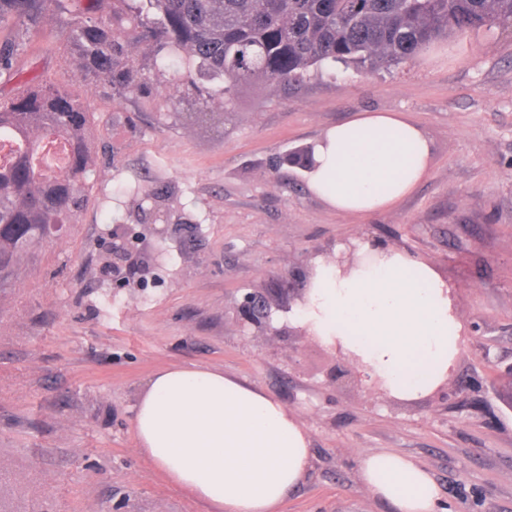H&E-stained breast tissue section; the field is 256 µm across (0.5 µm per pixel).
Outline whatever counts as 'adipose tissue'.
<instances>
[{
  "mask_svg": "<svg viewBox=\"0 0 512 512\" xmlns=\"http://www.w3.org/2000/svg\"><path fill=\"white\" fill-rule=\"evenodd\" d=\"M430 155L429 140L404 113L365 112L322 133L307 185L337 214L365 217L411 195L428 174ZM294 318L402 400L448 380L463 330L451 287L436 269L376 242L360 244L351 266L338 256L319 260ZM134 421L137 448L172 484L220 512H278L310 467L299 416L217 370L157 371ZM358 465L363 488L395 512H447L437 482L413 458L368 450Z\"/></svg>",
  "mask_w": 512,
  "mask_h": 512,
  "instance_id": "obj_1",
  "label": "adipose tissue"
}]
</instances>
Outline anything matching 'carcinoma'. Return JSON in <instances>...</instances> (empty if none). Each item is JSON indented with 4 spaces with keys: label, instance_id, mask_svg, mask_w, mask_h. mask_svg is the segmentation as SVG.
I'll use <instances>...</instances> for the list:
<instances>
[{
    "label": "carcinoma",
    "instance_id": "1",
    "mask_svg": "<svg viewBox=\"0 0 512 512\" xmlns=\"http://www.w3.org/2000/svg\"><path fill=\"white\" fill-rule=\"evenodd\" d=\"M68 16L78 77L108 83L119 98L168 78L196 104L228 105L240 87L299 83L326 66L390 69L450 35L512 28V0H0V289L21 259L60 235L88 205L96 166L93 121L83 99L45 76L21 79L17 59L44 7ZM141 51L133 57L130 45Z\"/></svg>",
    "mask_w": 512,
    "mask_h": 512
}]
</instances>
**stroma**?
Wrapping results in <instances>:
<instances>
[{"label": "stroma", "instance_id": "35a3bbf8", "mask_svg": "<svg viewBox=\"0 0 512 512\" xmlns=\"http://www.w3.org/2000/svg\"><path fill=\"white\" fill-rule=\"evenodd\" d=\"M66 18L43 11L18 63L72 86L94 112L104 148L92 197L0 290V512H217L142 455L134 406L163 368L198 365L254 385L294 411L311 440L308 476L280 512H392L363 489L360 452L412 457L436 479L448 512H512V406L498 373L512 366V29L392 71L324 68L300 84L244 87L198 113L195 91L160 84L122 101L73 79ZM361 112H403L431 143L429 172L394 209L336 214L285 155ZM167 188L185 247L145 288L112 283V230L139 224L124 184ZM363 241L432 264L452 287L464 330L447 392L405 401L336 379L338 352L291 313L244 323L247 291L284 301L286 273Z\"/></svg>", "mask_w": 512, "mask_h": 512}]
</instances>
